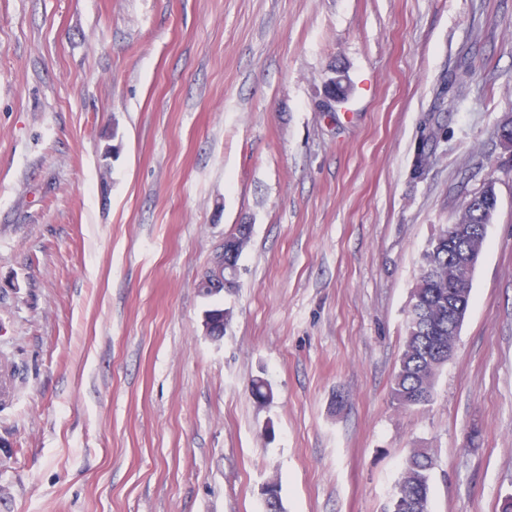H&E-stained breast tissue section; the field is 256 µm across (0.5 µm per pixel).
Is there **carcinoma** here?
<instances>
[{"label":"carcinoma","mask_w":512,"mask_h":512,"mask_svg":"<svg viewBox=\"0 0 512 512\" xmlns=\"http://www.w3.org/2000/svg\"><path fill=\"white\" fill-rule=\"evenodd\" d=\"M466 62L440 80L438 99L445 101L464 87ZM443 126L424 128L415 152V166L419 170L429 167L435 159L430 148L442 132ZM486 219L480 210L463 205L456 226L480 232ZM226 250L232 269H237L239 259L247 245L236 235H227ZM468 244L466 240L448 241V228H443L430 239L423 252L418 282L413 290L407 311V336L399 367L395 373L391 395L400 408L425 406L432 398L438 368L434 367L435 353L448 356V295L463 293L470 297L471 288L454 282L451 270L456 256ZM433 460L421 449L414 451L403 467L400 490L394 494L391 512H430L431 470Z\"/></svg>","instance_id":"1"}]
</instances>
